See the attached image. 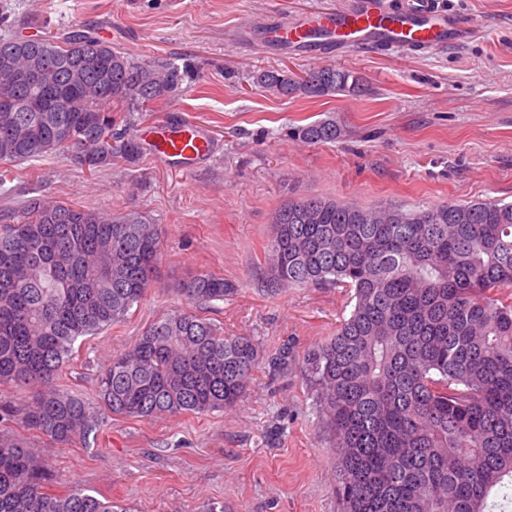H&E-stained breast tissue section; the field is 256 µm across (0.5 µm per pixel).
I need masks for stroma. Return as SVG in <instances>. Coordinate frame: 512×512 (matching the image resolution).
I'll return each mask as SVG.
<instances>
[{
	"instance_id": "obj_1",
	"label": "stroma",
	"mask_w": 512,
	"mask_h": 512,
	"mask_svg": "<svg viewBox=\"0 0 512 512\" xmlns=\"http://www.w3.org/2000/svg\"><path fill=\"white\" fill-rule=\"evenodd\" d=\"M11 32L65 39L86 31L134 61L171 62L179 88L149 104L134 132L146 137L175 119L209 143L189 168L153 149L129 167L91 172L70 152L10 167L0 214L40 197L104 214L136 211L158 224L156 282L126 320L79 338L59 373L61 389L96 410L98 432L62 448L29 440L46 464V489L79 485L129 512H339L330 439L319 432L314 387L301 374L308 351L334 336L352 308L343 287L262 289L274 212L291 200L332 197L366 206L512 202V0H446L464 38L442 49L352 48L320 60L271 54L238 42L237 29L291 19L352 0H7ZM343 67L363 77L364 96L286 98L259 87L269 69L296 74ZM334 116L341 135L317 144L297 126ZM210 272L236 294L200 310L226 333L252 337L263 359L233 408L165 419L102 410L98 378L112 354L184 307L177 286Z\"/></svg>"
}]
</instances>
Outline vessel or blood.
I'll use <instances>...</instances> for the list:
<instances>
[{
    "label": "vessel or blood",
    "mask_w": 512,
    "mask_h": 512,
    "mask_svg": "<svg viewBox=\"0 0 512 512\" xmlns=\"http://www.w3.org/2000/svg\"><path fill=\"white\" fill-rule=\"evenodd\" d=\"M461 29L449 14L445 0H354L350 9H327L292 22L273 20L263 28L241 31L246 42L285 52L296 50L311 57H330L351 47L426 50L456 42ZM165 161L185 164L204 154L203 135L183 121H173L156 138Z\"/></svg>",
    "instance_id": "vessel-or-blood-1"
}]
</instances>
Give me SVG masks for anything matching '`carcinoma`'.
<instances>
[{"label":"carcinoma","instance_id":"1","mask_svg":"<svg viewBox=\"0 0 512 512\" xmlns=\"http://www.w3.org/2000/svg\"><path fill=\"white\" fill-rule=\"evenodd\" d=\"M62 105L0 78V164L60 149L96 167L133 165L141 146L128 117L175 91L177 68L135 63L78 33L39 38ZM256 84L282 97L360 96L355 72L264 70ZM306 143L336 140L328 118L296 128ZM264 288L343 286L355 303L336 335L312 349L304 374L316 392L337 462L342 512H506L512 505V203L362 207L306 197L278 208ZM158 226L137 212H98L28 200L0 215V386L27 394L0 411V512H125L79 486L41 483L44 463L22 429L65 447L100 427L62 390L75 341L125 319L155 281ZM235 286L201 272L180 284L190 303L222 301ZM262 369L249 336L188 311L151 323L112 355L99 380L115 416L154 419L234 407Z\"/></svg>","mask_w":512,"mask_h":512}]
</instances>
